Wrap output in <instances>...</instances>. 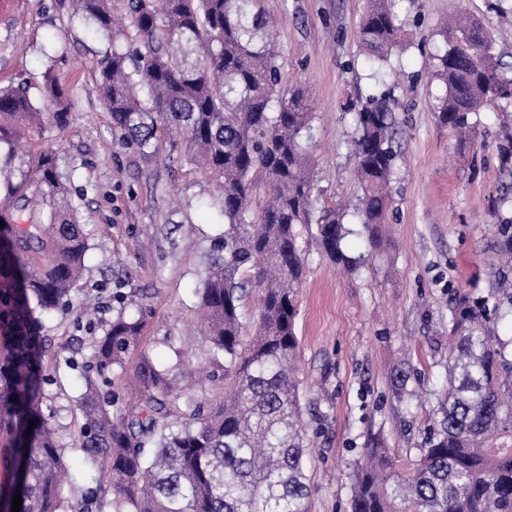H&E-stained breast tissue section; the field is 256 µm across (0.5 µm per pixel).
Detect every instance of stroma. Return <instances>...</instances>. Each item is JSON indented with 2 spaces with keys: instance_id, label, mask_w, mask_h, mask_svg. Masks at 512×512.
<instances>
[{
  "instance_id": "obj_1",
  "label": "stroma",
  "mask_w": 512,
  "mask_h": 512,
  "mask_svg": "<svg viewBox=\"0 0 512 512\" xmlns=\"http://www.w3.org/2000/svg\"><path fill=\"white\" fill-rule=\"evenodd\" d=\"M368 0H264L277 20L285 85L307 87L313 112L308 151L316 209L341 207L353 227L347 246L369 260L343 274L310 247L296 332L299 393L312 446L308 512H350L365 442L380 437L397 464L412 467L440 416L431 392L446 381L448 315L461 296L486 295L501 270L498 225L512 222V124L483 112L461 143L438 119L444 88L432 68L446 43L441 24L460 10L493 37L499 69L512 78V0H395L405 50L372 62L357 36ZM107 43L72 17L70 0H0V86L39 97L46 71L72 90L65 127L47 140L75 168L89 250L68 304L38 313L48 377L39 408L55 426L74 482L58 512H98V482L76 450V405L91 360L117 308L144 311L142 348L167 362L183 400L207 407L226 386L222 360L189 335L206 255L223 231L222 185L183 159L144 160L127 145L95 90ZM385 96L396 116L393 211L386 251L358 233L359 191L351 104ZM406 361L397 397L390 375Z\"/></svg>"
}]
</instances>
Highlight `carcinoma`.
Segmentation results:
<instances>
[{
    "instance_id": "obj_1",
    "label": "carcinoma",
    "mask_w": 512,
    "mask_h": 512,
    "mask_svg": "<svg viewBox=\"0 0 512 512\" xmlns=\"http://www.w3.org/2000/svg\"><path fill=\"white\" fill-rule=\"evenodd\" d=\"M127 2L128 28L117 31L112 0H72L75 15L110 44L97 90L123 141L148 160L163 143L167 156L223 180L224 253L201 278L200 335L224 355L228 383L220 404L194 407L191 422L177 426L175 379L148 353L140 351L125 397L104 395L87 373L78 451L91 479L107 476L101 504L112 512H307L296 286L312 239L353 275L366 257L346 251L344 214L314 216L307 94L281 85L274 20L261 0ZM398 30L389 0H369L358 37L373 62L402 50ZM443 35L439 119L465 140L470 115L512 99V79L499 73L476 21L455 15ZM41 96L42 105L25 87H0V447L10 478L21 475L20 512H57L66 480L63 449L38 406L45 366L34 312L66 304L88 251L74 171L41 146L51 127L68 123L74 100L50 71ZM355 123L358 217L376 247L391 206L396 119L373 96ZM497 231L512 268V224ZM254 293L258 321L246 341L242 308ZM506 316L504 275L487 296L449 309L441 417L406 473L378 439L366 444L351 512H512V357L495 330ZM144 329L142 318L119 312L91 345L93 368L123 366Z\"/></svg>"
}]
</instances>
